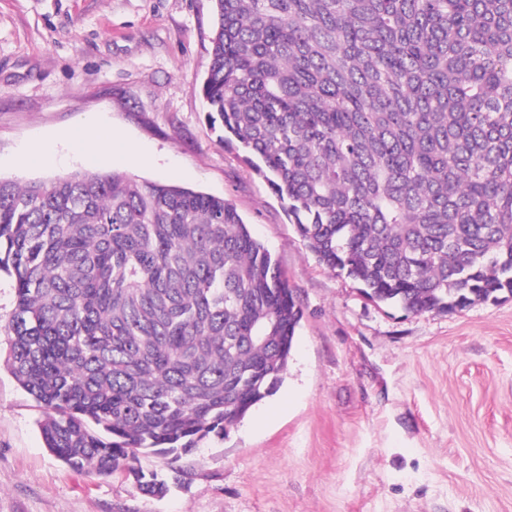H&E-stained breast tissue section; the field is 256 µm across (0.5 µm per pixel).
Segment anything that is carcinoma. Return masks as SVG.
I'll return each mask as SVG.
<instances>
[{
	"label": "carcinoma",
	"mask_w": 512,
	"mask_h": 512,
	"mask_svg": "<svg viewBox=\"0 0 512 512\" xmlns=\"http://www.w3.org/2000/svg\"><path fill=\"white\" fill-rule=\"evenodd\" d=\"M213 2L209 121L321 265L413 314L512 296V0ZM0 272L46 448L150 497L274 394L302 319L230 202L128 174L0 179Z\"/></svg>",
	"instance_id": "cac0c4a2"
}]
</instances>
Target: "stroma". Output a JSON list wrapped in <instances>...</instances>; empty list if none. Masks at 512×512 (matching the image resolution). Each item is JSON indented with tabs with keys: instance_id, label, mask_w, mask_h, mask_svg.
I'll list each match as a JSON object with an SVG mask.
<instances>
[{
	"instance_id": "obj_1",
	"label": "stroma",
	"mask_w": 512,
	"mask_h": 512,
	"mask_svg": "<svg viewBox=\"0 0 512 512\" xmlns=\"http://www.w3.org/2000/svg\"><path fill=\"white\" fill-rule=\"evenodd\" d=\"M213 27L212 0H0V178L116 172L230 201L303 313L283 383L145 497L46 448L0 335V512H512V299L411 314L319 265L208 123ZM81 126L115 148L74 150Z\"/></svg>"
}]
</instances>
